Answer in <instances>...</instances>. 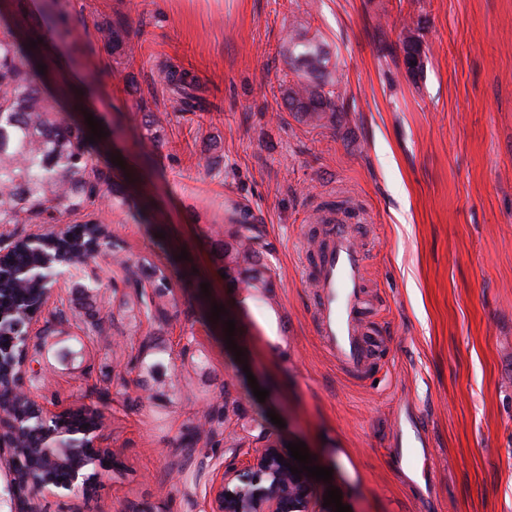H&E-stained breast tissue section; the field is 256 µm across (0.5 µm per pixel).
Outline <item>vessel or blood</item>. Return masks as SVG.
I'll list each match as a JSON object with an SVG mask.
<instances>
[{
  "label": "vessel or blood",
  "mask_w": 512,
  "mask_h": 512,
  "mask_svg": "<svg viewBox=\"0 0 512 512\" xmlns=\"http://www.w3.org/2000/svg\"><path fill=\"white\" fill-rule=\"evenodd\" d=\"M316 290L315 323L328 354L350 375L371 370L372 341L364 319L366 254L350 225L329 224L311 255Z\"/></svg>",
  "instance_id": "b4317fda"
}]
</instances>
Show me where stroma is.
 Returning a JSON list of instances; mask_svg holds the SVG:
<instances>
[{"label":"stroma","instance_id":"stroma-1","mask_svg":"<svg viewBox=\"0 0 512 512\" xmlns=\"http://www.w3.org/2000/svg\"><path fill=\"white\" fill-rule=\"evenodd\" d=\"M118 17L136 46L119 70L98 32ZM291 27L330 53L348 104L337 125L284 107ZM67 28L50 41L65 62L58 81L92 87L87 107L114 131L109 153L137 177L153 223L106 204L96 214L121 255L180 262L148 381L144 335L118 317L134 284L110 253L90 264L101 334L80 368L42 361L40 386L57 409H103L112 468L45 512H206L212 474L261 432L304 442L332 471L320 491L339 490L351 512H512V0H70ZM410 28L426 55L417 77L403 62ZM165 61L199 77L211 111L173 108ZM234 202L254 217L271 288H241L218 268ZM330 215L366 251L382 345L363 378L315 331L303 248ZM215 305L222 320L202 325ZM190 334L205 367L178 353ZM406 413L425 481L392 458Z\"/></svg>","mask_w":512,"mask_h":512}]
</instances>
